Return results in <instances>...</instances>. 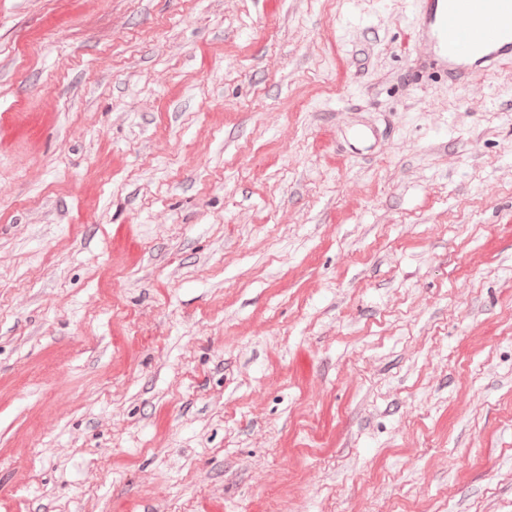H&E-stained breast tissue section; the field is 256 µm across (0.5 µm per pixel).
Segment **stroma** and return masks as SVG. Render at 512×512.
Listing matches in <instances>:
<instances>
[{
  "instance_id": "stroma-1",
  "label": "stroma",
  "mask_w": 512,
  "mask_h": 512,
  "mask_svg": "<svg viewBox=\"0 0 512 512\" xmlns=\"http://www.w3.org/2000/svg\"><path fill=\"white\" fill-rule=\"evenodd\" d=\"M416 19L0 0V512H512V65Z\"/></svg>"
}]
</instances>
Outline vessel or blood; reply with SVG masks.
<instances>
[{
	"mask_svg": "<svg viewBox=\"0 0 512 512\" xmlns=\"http://www.w3.org/2000/svg\"><path fill=\"white\" fill-rule=\"evenodd\" d=\"M428 65L463 83L512 64V0H417Z\"/></svg>",
	"mask_w": 512,
	"mask_h": 512,
	"instance_id": "vessel-or-blood-1",
	"label": "vessel or blood"
}]
</instances>
